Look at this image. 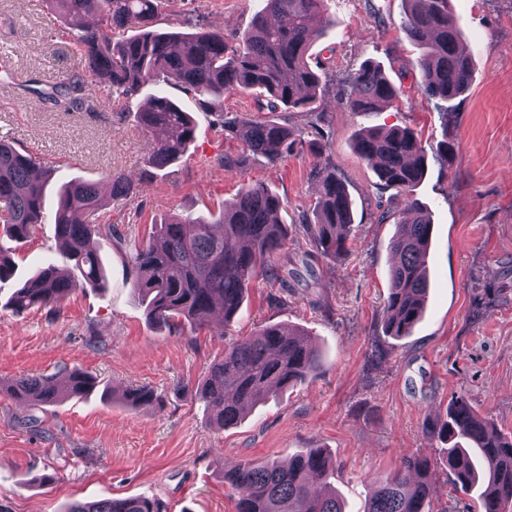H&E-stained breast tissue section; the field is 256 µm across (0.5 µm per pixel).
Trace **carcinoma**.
<instances>
[{"instance_id": "1", "label": "carcinoma", "mask_w": 512, "mask_h": 512, "mask_svg": "<svg viewBox=\"0 0 512 512\" xmlns=\"http://www.w3.org/2000/svg\"><path fill=\"white\" fill-rule=\"evenodd\" d=\"M66 24L78 26L97 17L80 40L84 70L129 103L148 84L174 82L197 97L208 110L228 89L254 91L270 112L314 111L313 104L330 81L312 61L311 46L322 34L326 0H261L250 30L232 47L216 31L179 33L156 28L165 0H47ZM401 30L424 48L419 57L420 86L434 99L448 103L465 94L473 78L471 57L461 48V32L448 9L449 0H403ZM129 28L136 34L114 38ZM83 81L67 77L53 86L48 100L56 105L85 103ZM403 94L384 69L367 61L344 80L343 97L353 112H377ZM141 129L150 138L146 164L163 169L178 161L195 138V122L173 99L159 93L138 112ZM224 138L243 146L238 157H224V167L243 166L249 156L271 163L281 160L296 143L288 124L247 113H223ZM323 163L311 169L320 181L312 212L314 223L303 228L315 254L340 256L347 251L354 223L353 203L343 177L325 154L329 141L311 143ZM355 153L369 165L382 191L393 190L407 200L395 221L390 242L394 263L384 307V332L393 338L411 335L425 309L430 288L427 264L433 224L430 213L413 198L427 170L428 152L409 128L359 133ZM110 195L100 194L93 180L75 179L62 185L54 213L55 238L75 261L80 277L49 264L14 293L13 313L52 307L72 292L100 284L101 259L93 246L96 235L112 236V224L99 213L133 195L119 174L106 173ZM44 171L36 158L17 146L10 130H0V223L13 241L30 238L45 223ZM283 201L260 186L244 185L224 206L218 222L173 215L155 235L126 254L135 277L132 288L147 301L149 318L160 326L189 321L208 323L215 310L230 322L239 312L250 283L261 274L288 287L275 257L282 251L287 228L281 219ZM321 365L307 334L290 326H267L230 340L224 357L213 364L201 385L199 399L221 428L237 424L251 408L269 397L305 383ZM94 379L74 371L59 387L40 377H21L7 393L36 405H53L89 393ZM131 408H149L158 397L149 388L131 387L120 396ZM424 433L438 438L442 459L455 490L476 500L477 512H512V436L497 430L463 395L451 399L445 417H428ZM333 463L321 448H307L282 464L275 460L241 463L224 474L234 512H344L336 491L327 487ZM431 463L420 456L404 458L389 476L377 480L364 512H433L430 499ZM65 512H164L149 496L73 503Z\"/></svg>"}]
</instances>
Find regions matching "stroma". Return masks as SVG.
I'll return each mask as SVG.
<instances>
[{"instance_id":"35a3bbf8","label":"stroma","mask_w":512,"mask_h":512,"mask_svg":"<svg viewBox=\"0 0 512 512\" xmlns=\"http://www.w3.org/2000/svg\"><path fill=\"white\" fill-rule=\"evenodd\" d=\"M463 45L474 62L467 93L441 106L419 87V49L400 28L402 0H328L331 23L313 45V59L333 76L317 113L280 112L301 136L282 160L251 157L240 169L224 157L241 152L212 113L178 86L168 95L190 112L195 139L164 169L145 162L147 137L131 102L86 79L85 108L66 110L41 99L59 79L81 74L80 28L61 22L45 0H0V118L22 147L53 174L45 213L57 208L61 183L112 171L135 187L108 218L112 237L94 245L103 284L69 295L58 306L15 315L7 302L42 261L74 272L54 227H36L15 246V274L0 281V512H64L75 502L137 495L160 499L167 512H234L224 473L244 460L281 462L307 448L327 449L331 479L345 512H364L376 478L403 457L431 459L434 512H476L454 491L439 465L442 444L423 432L426 416L445 415L463 395L496 428L512 433V0H450ZM256 0H170L157 26L191 32L203 25L238 43ZM380 62L404 91L378 112H352L341 102L343 81L365 60ZM328 134L331 159L354 202L347 252L315 254L301 226L318 197L311 124ZM410 128L427 149L455 147L432 159L414 196L431 213L430 288L412 335L394 339L382 326L393 255L389 242L406 199L377 188V177L353 151L368 128ZM247 184L277 195L288 239L279 262L297 277L288 290L257 278L230 323L204 328L159 327L131 287L129 246L148 241L172 215L205 218ZM271 325L304 329L322 364L308 380L270 397L236 426L219 429L197 399L226 341ZM82 370L98 380L83 398L33 407L4 393L21 376L56 383ZM147 387L160 398L130 410L103 390Z\"/></svg>"}]
</instances>
